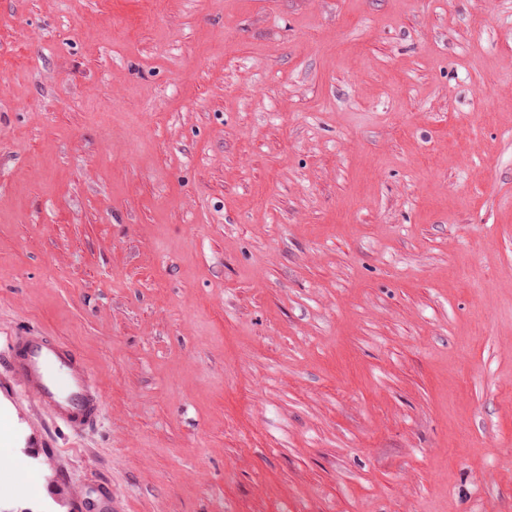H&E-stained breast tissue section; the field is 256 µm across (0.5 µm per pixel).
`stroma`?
<instances>
[{
	"mask_svg": "<svg viewBox=\"0 0 512 512\" xmlns=\"http://www.w3.org/2000/svg\"><path fill=\"white\" fill-rule=\"evenodd\" d=\"M0 80V512H512V0H0ZM12 373L55 424L79 433L96 424L104 393L77 350L42 330L19 329L11 336Z\"/></svg>",
	"mask_w": 512,
	"mask_h": 512,
	"instance_id": "35a3bbf8",
	"label": "stroma"
}]
</instances>
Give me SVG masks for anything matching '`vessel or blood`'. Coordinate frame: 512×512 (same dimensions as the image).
<instances>
[{"label": "vessel or blood", "mask_w": 512, "mask_h": 512, "mask_svg": "<svg viewBox=\"0 0 512 512\" xmlns=\"http://www.w3.org/2000/svg\"><path fill=\"white\" fill-rule=\"evenodd\" d=\"M12 373L55 424L78 433L96 424L104 393L77 350L42 330L19 329L11 338Z\"/></svg>", "instance_id": "b4317fda"}]
</instances>
